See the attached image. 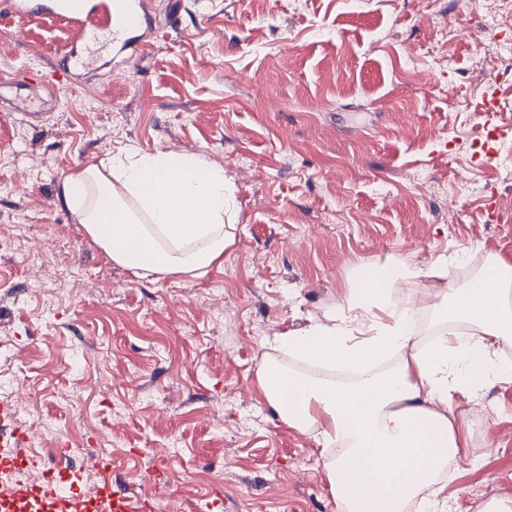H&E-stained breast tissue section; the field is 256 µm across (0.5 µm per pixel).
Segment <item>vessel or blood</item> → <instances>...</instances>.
Returning a JSON list of instances; mask_svg holds the SVG:
<instances>
[{
	"mask_svg": "<svg viewBox=\"0 0 512 512\" xmlns=\"http://www.w3.org/2000/svg\"><path fill=\"white\" fill-rule=\"evenodd\" d=\"M7 7L23 16L48 15L62 18L78 35L77 41L58 63L62 78L72 82L82 81V67L92 50L110 45L113 37L130 42L134 35L148 27L152 12L150 0H6ZM21 95L25 103L24 116L29 125L39 126L44 120V99L35 92H27L25 83L9 71L0 73V90ZM14 415L9 405L0 404V470L9 472L28 466L26 435L13 425ZM55 467L43 483L32 485L14 482L0 490V512H153L151 500L129 493L126 487L112 479L111 466L100 470V482L94 497L80 493L81 474L71 461L69 449L56 451Z\"/></svg>",
	"mask_w": 512,
	"mask_h": 512,
	"instance_id": "obj_1",
	"label": "vessel or blood"
}]
</instances>
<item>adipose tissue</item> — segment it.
<instances>
[{
    "label": "adipose tissue",
    "mask_w": 512,
    "mask_h": 512,
    "mask_svg": "<svg viewBox=\"0 0 512 512\" xmlns=\"http://www.w3.org/2000/svg\"><path fill=\"white\" fill-rule=\"evenodd\" d=\"M67 209L113 263L136 276L197 277L224 258L233 193L201 154L121 148L66 176ZM420 268L390 264L307 328L277 337L312 374L266 358L257 381L288 426L341 447L327 479L341 512H404L409 498L466 445L448 414L453 392L479 395L512 373L498 345L512 340V267L491 261L432 307L439 330L414 341L416 311L394 296Z\"/></svg>",
    "instance_id": "adipose-tissue-1"
}]
</instances>
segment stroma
Here are the masks:
<instances>
[{"instance_id":"stroma-1","label":"stroma","mask_w":512,"mask_h":512,"mask_svg":"<svg viewBox=\"0 0 512 512\" xmlns=\"http://www.w3.org/2000/svg\"><path fill=\"white\" fill-rule=\"evenodd\" d=\"M493 0H154L148 46L113 54L60 91L42 127L0 112V403L35 459L68 445L151 498L193 512H337L326 467L337 449L289 427L257 382L267 343L306 328L354 277L399 258L461 252L454 286L483 258L512 265V176L471 166L487 85L512 149V59L478 61L492 37L459 15ZM76 33L0 10V69L47 67ZM95 88L91 107L86 88ZM133 147L200 153L233 188L222 264L159 281L114 264L77 224L62 179ZM466 438L440 476L447 512L512 507V376L452 397Z\"/></svg>"}]
</instances>
